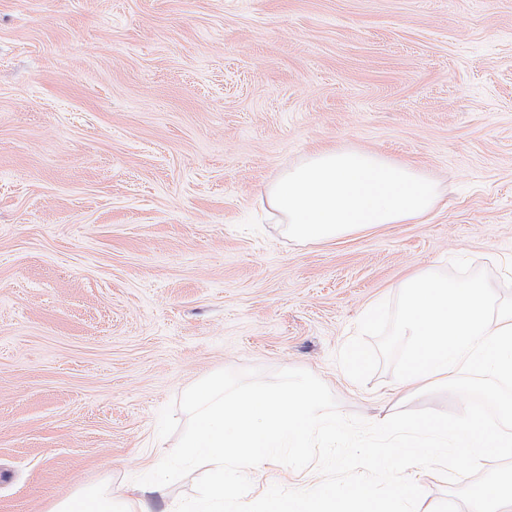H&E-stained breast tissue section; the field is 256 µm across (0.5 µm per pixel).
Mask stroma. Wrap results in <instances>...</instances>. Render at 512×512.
Instances as JSON below:
<instances>
[{"mask_svg":"<svg viewBox=\"0 0 512 512\" xmlns=\"http://www.w3.org/2000/svg\"><path fill=\"white\" fill-rule=\"evenodd\" d=\"M430 176L420 224L295 241L261 205L323 149ZM512 296V0H0V512L121 497L222 369L345 414L457 412L335 360L407 274Z\"/></svg>","mask_w":512,"mask_h":512,"instance_id":"stroma-1","label":"stroma"}]
</instances>
